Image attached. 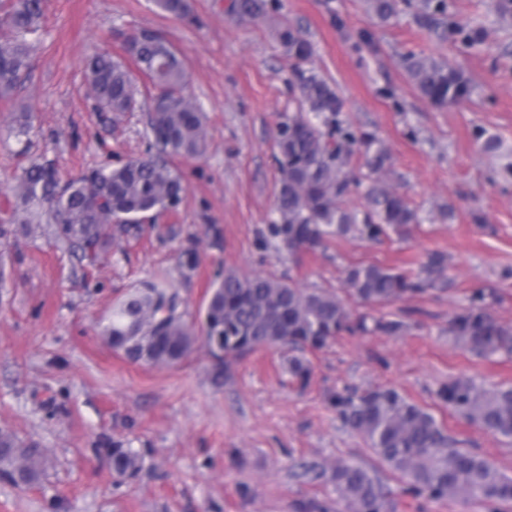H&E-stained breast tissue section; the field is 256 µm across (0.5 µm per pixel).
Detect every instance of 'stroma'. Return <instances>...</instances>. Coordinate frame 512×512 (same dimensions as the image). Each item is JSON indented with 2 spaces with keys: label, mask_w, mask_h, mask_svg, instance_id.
<instances>
[{
  "label": "stroma",
  "mask_w": 512,
  "mask_h": 512,
  "mask_svg": "<svg viewBox=\"0 0 512 512\" xmlns=\"http://www.w3.org/2000/svg\"><path fill=\"white\" fill-rule=\"evenodd\" d=\"M449 2L457 20L484 24L483 48L442 40L409 11L380 21L366 0H281L279 12L260 20L229 15V0H188L186 20L155 0H44L33 66L11 103L0 102V429L43 448L45 473L24 489L0 479V512H292L311 498L347 512L332 483L295 476L300 463L329 470L340 458L379 479L390 512H487L460 498L402 495L397 476L332 405L339 393L396 389L512 476V444L437 399L462 374L489 389L512 386V352L480 356L448 334L449 319L479 288L494 291L492 314L512 326V179L502 172L512 160V19L497 16L495 0ZM285 20L311 42V65L338 89L349 123L387 147L383 180L421 217L405 237L334 238L297 264L263 246L275 218L276 125L298 108L276 38ZM142 30L161 34L183 60L207 147L176 162L188 187L177 212L111 225L112 244L91 265L51 225L11 224L4 210L32 162L51 160L76 176L146 154L147 110L94 112L86 77L92 55L125 59L126 37ZM409 52L452 60L474 84L472 97L447 108L422 98L404 67ZM22 110L34 126L27 147L7 130ZM478 128L497 139L496 150L474 139ZM190 245L199 257L191 271L178 263ZM433 251L446 257L435 290L368 309L406 330L344 334L303 351L311 367L304 388L288 372L286 348L234 361L217 384L203 344L178 364L154 365L104 340L113 307L145 282L176 289L196 322L224 269L334 291L358 314L365 309L348 298L347 267L415 270ZM107 439L140 452L135 481L113 475L99 452Z\"/></svg>",
  "instance_id": "35a3bbf8"
}]
</instances>
